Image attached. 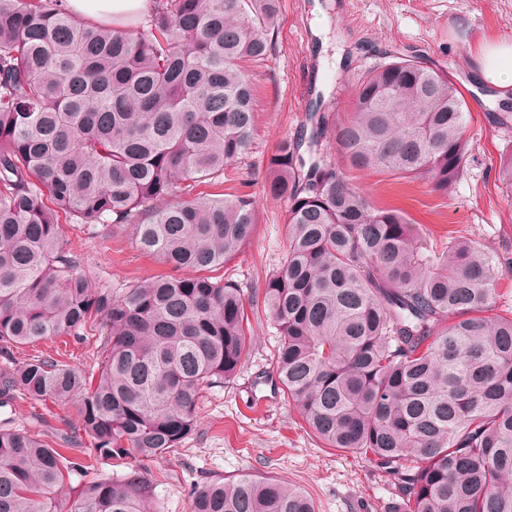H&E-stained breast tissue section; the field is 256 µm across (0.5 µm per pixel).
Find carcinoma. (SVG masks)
<instances>
[{
  "instance_id": "1",
  "label": "carcinoma",
  "mask_w": 512,
  "mask_h": 512,
  "mask_svg": "<svg viewBox=\"0 0 512 512\" xmlns=\"http://www.w3.org/2000/svg\"><path fill=\"white\" fill-rule=\"evenodd\" d=\"M279 0H154L144 24L77 23L66 0H0V407L69 405L50 444L0 428V512H146L132 471L87 478L80 456L152 459L196 428L204 393L252 343L242 290L211 272L252 237L249 194H190L251 146L243 63L274 50ZM354 104L320 117L346 166L448 193L469 152L465 97L407 57L348 79ZM281 142L266 186L286 204L288 249L265 277L281 391L328 448L395 480L391 512H512V310L468 237L438 247L342 166ZM498 180L512 191V146ZM131 231L170 273L116 295L65 248L60 215ZM100 328L91 364L14 351ZM81 478L77 493H58ZM189 512H315L300 487L243 475L192 492Z\"/></svg>"
}]
</instances>
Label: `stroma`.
Segmentation results:
<instances>
[{
  "label": "stroma",
  "mask_w": 512,
  "mask_h": 512,
  "mask_svg": "<svg viewBox=\"0 0 512 512\" xmlns=\"http://www.w3.org/2000/svg\"><path fill=\"white\" fill-rule=\"evenodd\" d=\"M275 49L247 72L256 112L247 154L224 183L201 185L209 194L246 193L256 200L254 234L225 264L245 297H262L266 273L288 246L285 205L265 189L269 158L286 138L311 130L309 114L321 108L343 118L351 92L341 85L345 70H361L392 55L417 56L448 71L470 106V149L464 174L447 194L422 182L400 185L376 172L350 171L355 186L377 205L404 211L413 223L444 236L461 231L500 266L512 264V192L495 179L500 154L512 131L496 122L505 112L494 90L473 73L483 40H512V0H280ZM67 249L83 259L96 286L115 290L168 274L166 265L142 252L129 232L91 229L63 219ZM255 341L236 377L204 394L195 433L170 453L139 464L154 482L147 512H188L194 489L210 480L250 474L304 488L316 512H389L394 479L367 456L328 448L288 405L276 380L278 335L266 317L251 320ZM71 408L52 402H18L0 408V426L54 441L74 424Z\"/></svg>",
  "instance_id": "35a3bbf8"
}]
</instances>
